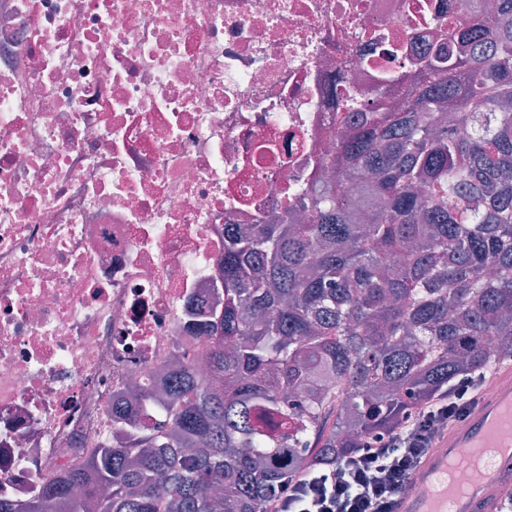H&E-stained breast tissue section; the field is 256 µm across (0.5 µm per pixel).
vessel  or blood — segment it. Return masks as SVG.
Segmentation results:
<instances>
[{"label":"vessel or blood","instance_id":"obj_1","mask_svg":"<svg viewBox=\"0 0 512 512\" xmlns=\"http://www.w3.org/2000/svg\"><path fill=\"white\" fill-rule=\"evenodd\" d=\"M512 362L497 364L478 405L439 438L413 481L426 496L403 495L397 512H500L512 496Z\"/></svg>","mask_w":512,"mask_h":512}]
</instances>
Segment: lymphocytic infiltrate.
I'll use <instances>...</instances> for the list:
<instances>
[{"instance_id":"1","label":"lymphocytic infiltrate","mask_w":512,"mask_h":512,"mask_svg":"<svg viewBox=\"0 0 512 512\" xmlns=\"http://www.w3.org/2000/svg\"><path fill=\"white\" fill-rule=\"evenodd\" d=\"M490 377L485 371L461 380L324 469L298 470L268 498L265 512H395L422 458L444 428L468 417Z\"/></svg>"}]
</instances>
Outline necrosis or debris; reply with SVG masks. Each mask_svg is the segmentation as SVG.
Wrapping results in <instances>:
<instances>
[{"label": "necrosis or debris", "mask_w": 512, "mask_h": 512, "mask_svg": "<svg viewBox=\"0 0 512 512\" xmlns=\"http://www.w3.org/2000/svg\"><path fill=\"white\" fill-rule=\"evenodd\" d=\"M470 0H0V497L207 373L224 227L293 220Z\"/></svg>", "instance_id": "necrosis-or-debris-1"}]
</instances>
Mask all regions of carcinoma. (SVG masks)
<instances>
[{"instance_id":"1","label":"carcinoma","mask_w":512,"mask_h":512,"mask_svg":"<svg viewBox=\"0 0 512 512\" xmlns=\"http://www.w3.org/2000/svg\"><path fill=\"white\" fill-rule=\"evenodd\" d=\"M475 2L458 56L337 141L303 223L224 225L209 374L183 370L153 425L113 416L128 440L27 512H263L296 470L512 359V0Z\"/></svg>"}]
</instances>
